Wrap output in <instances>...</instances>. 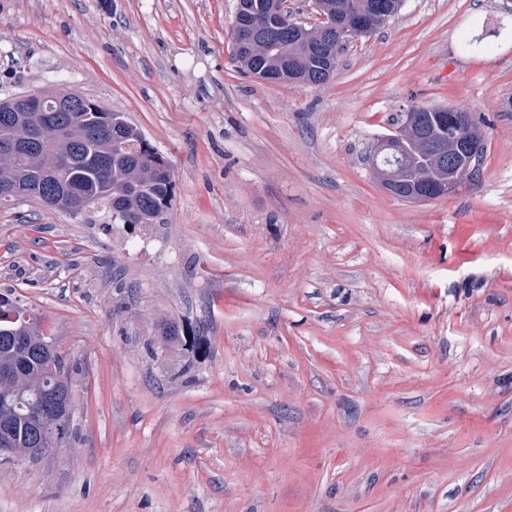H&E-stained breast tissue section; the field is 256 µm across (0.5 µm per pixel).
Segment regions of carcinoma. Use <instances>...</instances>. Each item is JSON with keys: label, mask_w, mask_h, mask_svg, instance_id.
Returning <instances> with one entry per match:
<instances>
[{"label": "carcinoma", "mask_w": 512, "mask_h": 512, "mask_svg": "<svg viewBox=\"0 0 512 512\" xmlns=\"http://www.w3.org/2000/svg\"><path fill=\"white\" fill-rule=\"evenodd\" d=\"M399 0H315L319 14L370 20L385 11L392 17ZM239 19L265 38L266 52L256 57L246 49L233 51L246 72L263 71L281 84L316 86L336 71L347 41L337 40L319 24L285 27L274 0H239ZM419 124L446 137L451 131L446 113L453 106L411 107ZM36 139L34 150H17L0 159V184L9 183L41 192L51 200L70 194L87 198L89 209L121 224H155L169 209L174 195V176L165 158L120 112L102 107L67 112L62 121L47 122V113L17 112L12 100H0V145ZM163 336L173 344L186 339L176 320L163 323ZM47 337L38 316L9 294H0V372L16 375L7 388L11 399L0 405V419L12 430L16 454L34 447L36 424L47 423L63 447L70 434L71 416L60 409L70 401L71 367L65 357L57 366L44 364Z\"/></svg>", "instance_id": "obj_1"}]
</instances>
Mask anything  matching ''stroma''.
<instances>
[{
  "mask_svg": "<svg viewBox=\"0 0 512 512\" xmlns=\"http://www.w3.org/2000/svg\"><path fill=\"white\" fill-rule=\"evenodd\" d=\"M236 5L0 0V99L80 91L175 184L147 227L0 206V292L74 367L0 512H512V0H401L314 87L242 72ZM448 104L476 181L391 196L378 135Z\"/></svg>",
  "mask_w": 512,
  "mask_h": 512,
  "instance_id": "stroma-1",
  "label": "stroma"
}]
</instances>
